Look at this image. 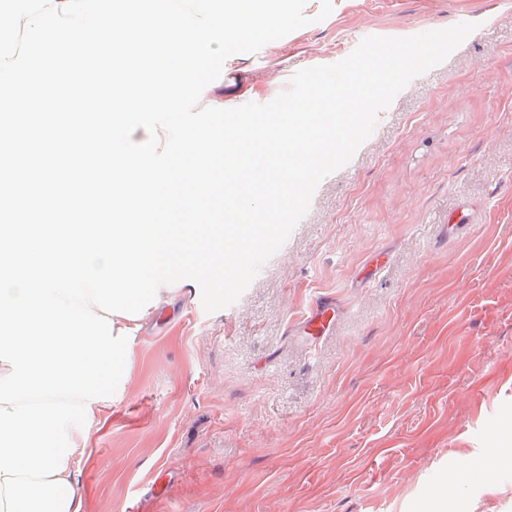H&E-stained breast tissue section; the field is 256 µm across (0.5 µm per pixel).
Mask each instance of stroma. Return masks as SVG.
I'll return each mask as SVG.
<instances>
[{
    "label": "stroma",
    "mask_w": 512,
    "mask_h": 512,
    "mask_svg": "<svg viewBox=\"0 0 512 512\" xmlns=\"http://www.w3.org/2000/svg\"><path fill=\"white\" fill-rule=\"evenodd\" d=\"M320 9L237 54L279 74L256 103L364 37L476 29L380 112L233 305L205 312L194 284L129 337L78 472L89 512H512V0ZM319 300L334 318L311 336Z\"/></svg>",
    "instance_id": "35a3bbf8"
}]
</instances>
